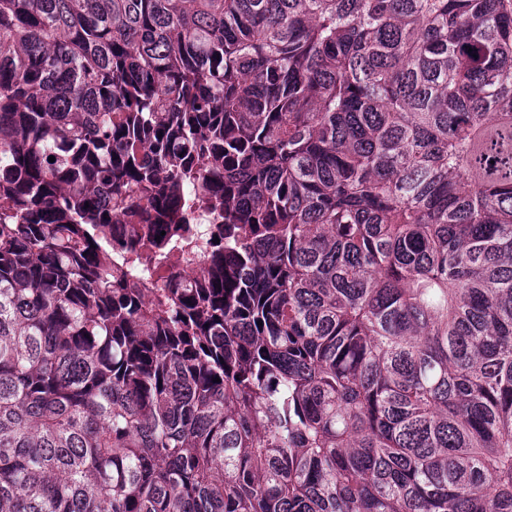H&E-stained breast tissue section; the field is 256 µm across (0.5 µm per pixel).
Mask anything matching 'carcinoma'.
Returning a JSON list of instances; mask_svg holds the SVG:
<instances>
[{"mask_svg":"<svg viewBox=\"0 0 512 512\" xmlns=\"http://www.w3.org/2000/svg\"><path fill=\"white\" fill-rule=\"evenodd\" d=\"M0 512H512V0H0Z\"/></svg>","mask_w":512,"mask_h":512,"instance_id":"cac0c4a2","label":"carcinoma"}]
</instances>
